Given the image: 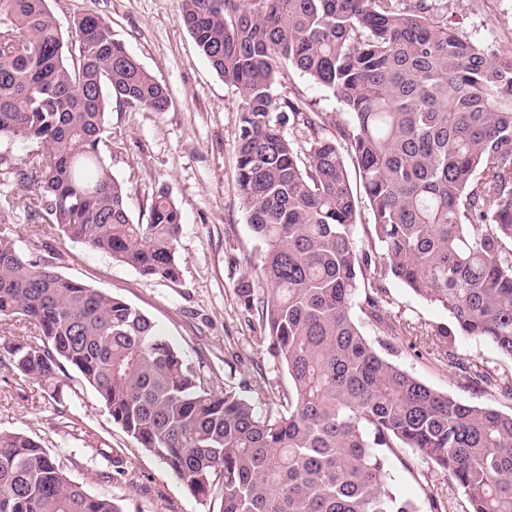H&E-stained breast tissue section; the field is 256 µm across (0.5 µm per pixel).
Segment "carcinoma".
Instances as JSON below:
<instances>
[{
    "label": "carcinoma",
    "instance_id": "obj_1",
    "mask_svg": "<svg viewBox=\"0 0 512 512\" xmlns=\"http://www.w3.org/2000/svg\"><path fill=\"white\" fill-rule=\"evenodd\" d=\"M178 20L241 99L237 184L263 259L235 292L288 390L262 409L243 382L215 389L139 308L30 258L1 229L0 319L36 336L9 350L15 367L56 401L59 372L75 371L113 424L218 512H420L391 487L395 460L435 468L465 512H512V412L424 384L353 312L386 323L398 279L448 313L434 335L512 359V56L440 25L433 0H182ZM74 37L70 61L46 0H0V141L25 146L17 163L0 156L3 207L21 192L41 233L174 281L181 212L160 190L134 221L105 163L112 105L165 112L168 91L102 16L77 17ZM288 65L342 105L335 136L276 93ZM435 359L512 400V377L451 350ZM0 512L122 510L38 441L0 433Z\"/></svg>",
    "mask_w": 512,
    "mask_h": 512
}]
</instances>
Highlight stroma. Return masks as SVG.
Returning a JSON list of instances; mask_svg holds the SVG:
<instances>
[{"label":"stroma","instance_id":"35a3bbf8","mask_svg":"<svg viewBox=\"0 0 512 512\" xmlns=\"http://www.w3.org/2000/svg\"><path fill=\"white\" fill-rule=\"evenodd\" d=\"M47 4L66 33L84 12L104 17L114 39L169 92L171 104L164 112L113 107L106 124L112 138L106 161L113 176L130 189L128 208L134 220L146 221L152 195L160 189L180 210V276L174 281L148 279L62 233L34 234L21 195L9 212L0 213V223L17 231L25 252L145 312L185 358L210 377L215 389H223L232 377L259 392L263 403H270L274 391L287 387L288 375L269 355L266 341L249 326L234 293L235 282L245 273L257 272L262 257L236 183L238 93L212 69L180 26L181 0H47ZM436 16L440 24L512 55V0H436ZM278 93L314 103L325 135H335L344 119L334 96L297 70H289ZM384 308L388 318L426 330L448 321L444 309L396 279L388 283ZM362 326L370 341L393 346L394 361L432 388L463 401L512 411V400L467 387L457 368L434 359L424 338L395 337L368 319ZM19 340L15 323L0 322V432L38 440L71 480L91 494L114 499L123 512H217V503L190 495L158 458L114 425L94 391L74 372L64 376V399L59 403L38 380L20 373L9 354ZM453 350L459 360L474 359L512 376V360L487 343L458 336ZM106 450L122 457L123 474L104 478L109 467L102 456ZM392 473L396 492L418 505H425L423 488L428 485L447 495L453 512H465L461 490L427 466L411 473L396 463Z\"/></svg>","mask_w":512,"mask_h":512}]
</instances>
